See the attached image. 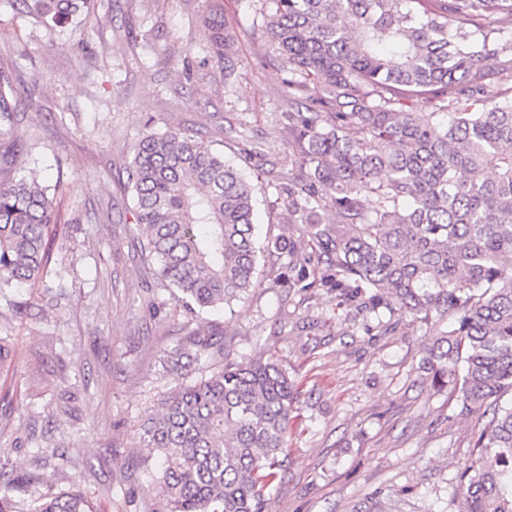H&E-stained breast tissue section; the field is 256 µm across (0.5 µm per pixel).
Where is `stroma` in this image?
Returning <instances> with one entry per match:
<instances>
[{
  "mask_svg": "<svg viewBox=\"0 0 512 512\" xmlns=\"http://www.w3.org/2000/svg\"><path fill=\"white\" fill-rule=\"evenodd\" d=\"M208 5L96 0L86 24L0 26V69L25 90L10 132L25 167L57 189L51 265L67 283L56 296L41 283L0 296V467L30 498L74 486L101 512H160L161 460L142 427L196 378L168 352L213 332L216 365L270 352L298 383L265 512H464L457 477L482 420L421 369L443 325L285 285L199 314L147 275L127 190L143 133L185 132L256 180L259 235L293 221L278 191L288 74L260 0H224L228 73L199 32Z\"/></svg>",
  "mask_w": 512,
  "mask_h": 512,
  "instance_id": "stroma-1",
  "label": "stroma"
}]
</instances>
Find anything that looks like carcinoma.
I'll return each mask as SVG.
<instances>
[{
  "label": "carcinoma",
  "instance_id": "cac0c4a2",
  "mask_svg": "<svg viewBox=\"0 0 512 512\" xmlns=\"http://www.w3.org/2000/svg\"><path fill=\"white\" fill-rule=\"evenodd\" d=\"M15 18L49 26L90 0H5ZM264 34L288 71L281 113L291 168L282 190L293 234L254 239L255 187L224 156L179 131L133 147L128 189L141 255L177 298L229 305L259 285L260 257L288 255L276 287L326 288L447 331L425 350L434 387L483 410L475 462L460 475L466 512H512V0H262ZM224 68L234 42L223 0L200 21ZM23 90L0 77V126ZM430 100L435 111L410 103ZM0 133V294L50 274L54 198ZM373 197L372 208L364 197ZM335 218H325L327 211ZM210 337L170 352L200 379L174 390L143 425L164 459L162 512H264L288 456L297 392L273 355L227 359L207 372ZM21 487L0 472V512ZM29 512H95L78 493Z\"/></svg>",
  "mask_w": 512,
  "mask_h": 512
}]
</instances>
